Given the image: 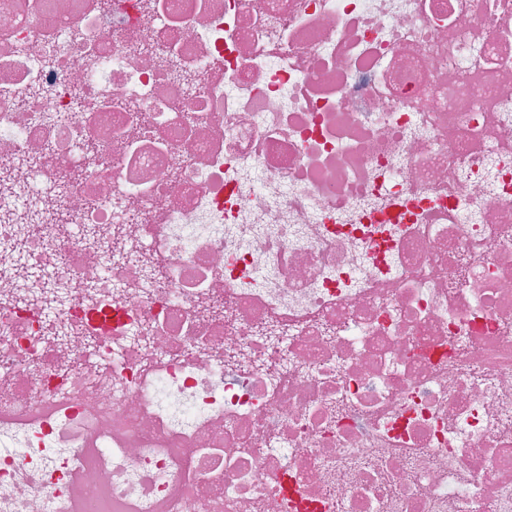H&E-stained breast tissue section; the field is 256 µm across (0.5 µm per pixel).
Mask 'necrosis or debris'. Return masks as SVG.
Here are the masks:
<instances>
[{"label":"necrosis or debris","instance_id":"4bbe7bcc","mask_svg":"<svg viewBox=\"0 0 512 512\" xmlns=\"http://www.w3.org/2000/svg\"><path fill=\"white\" fill-rule=\"evenodd\" d=\"M0 512H512V0H0Z\"/></svg>","mask_w":512,"mask_h":512}]
</instances>
